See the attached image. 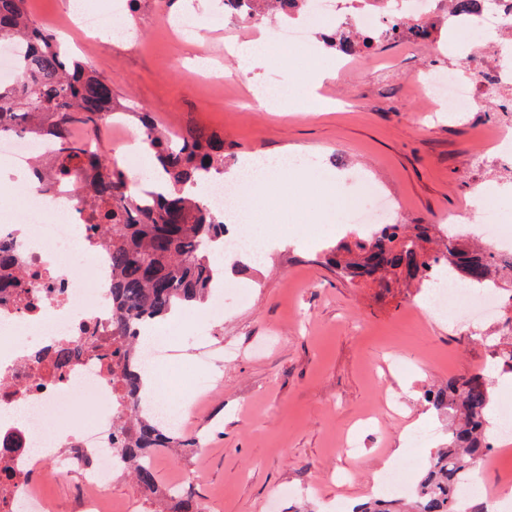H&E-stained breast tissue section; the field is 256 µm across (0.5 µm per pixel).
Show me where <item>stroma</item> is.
I'll return each mask as SVG.
<instances>
[{"label": "stroma", "instance_id": "35a3bbf8", "mask_svg": "<svg viewBox=\"0 0 512 512\" xmlns=\"http://www.w3.org/2000/svg\"><path fill=\"white\" fill-rule=\"evenodd\" d=\"M29 10L111 81L127 109L113 143L133 132L129 112L144 109L171 129L199 124L222 133L234 156L305 155L326 171L321 187L306 172H283L264 222L290 244L249 262L247 274L227 273L224 312L203 326L236 354L193 410L184 408L190 388L176 370L158 369L157 396L180 411L183 442L155 453L159 486L191 483L210 512L346 510L373 495L384 463L399 468L415 457L424 465L447 442V414L424 400L432 386L482 369L495 381L494 413L512 408V388L502 383L512 367L492 355L512 345V280L500 282L497 318L468 326L426 309V290L402 280L355 286L316 259L358 233L348 208L366 179L403 206L406 224H439L452 211L475 209L482 189L500 223L512 225V167L487 150L502 113L490 103L479 112H425L411 84L423 68L458 60L447 47V18L433 21L428 48L395 39L344 71L326 50L307 65L260 70L261 80L295 97L314 71L332 74L315 90L334 100L332 111L268 112L234 78L238 60L224 54L228 22L219 0H174L171 15L199 16L179 45L160 35L158 10L141 11L122 41L68 29L67 0H29ZM175 48L185 72L166 69ZM419 429L431 433L427 447L408 441ZM345 434L356 439V452L341 450ZM492 445L503 453L498 466L479 471V484L512 502V437ZM280 490L285 498L272 502Z\"/></svg>", "mask_w": 512, "mask_h": 512}]
</instances>
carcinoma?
I'll use <instances>...</instances> for the list:
<instances>
[{
  "label": "carcinoma",
  "mask_w": 512,
  "mask_h": 512,
  "mask_svg": "<svg viewBox=\"0 0 512 512\" xmlns=\"http://www.w3.org/2000/svg\"><path fill=\"white\" fill-rule=\"evenodd\" d=\"M27 2L0 0V44L20 41L26 47L14 79L0 82V135L26 133L50 139L55 145L51 169L42 172L38 162L34 171L60 185L81 186L79 201L92 205L91 227L111 246V336L120 343L112 355L124 364L129 399L128 416L117 428L118 443L126 459L124 469L142 491L155 495L159 487L154 453L182 443L175 431L160 426L140 407L144 372L138 367L141 348L131 339L132 330L143 320L158 322L211 296L218 271L210 254L224 247V219L209 209L205 198L185 188L196 186L207 174L223 172L235 158L220 133L195 126L172 136L152 113L136 112V131L164 179L160 191L137 189L121 165L108 164L103 146L91 151L72 134L80 125L98 139L107 114L124 109L112 83L41 27ZM152 4L170 9V0H128V13L133 16ZM300 4L301 0H222L225 18L247 24H260L276 14L290 17L299 12ZM403 34L415 39L422 26L394 18L379 35L333 36L325 47L342 53L369 51L382 40ZM464 236L460 231L448 235L445 250L432 255L426 248L429 226L422 224L411 232L403 224H384L366 238L328 247L324 259L346 279L380 288L393 277L423 288L441 261L473 288L497 287L500 274L512 273V256L473 248ZM19 269L18 256L0 243V280L21 282L14 276ZM78 354L76 345H57L50 358L62 372ZM493 387V378L477 370L466 377L450 376L448 385L425 393L429 404L453 418L448 447L431 454L410 494L409 509H404L403 497L377 496L353 512H465L457 490L469 480L477 459L491 451L486 433Z\"/></svg>",
  "instance_id": "obj_1"
}]
</instances>
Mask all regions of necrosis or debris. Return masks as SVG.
I'll return each instance as SVG.
<instances>
[{
    "mask_svg": "<svg viewBox=\"0 0 512 512\" xmlns=\"http://www.w3.org/2000/svg\"><path fill=\"white\" fill-rule=\"evenodd\" d=\"M445 8V0H309L305 17L280 28L277 42L310 60L319 51L320 28L351 32L364 18L381 25L390 12L400 9L423 25ZM458 25L480 36L482 55L501 57L512 47V0H478L475 12ZM416 84L435 109L469 112L481 107L487 86L511 87L512 69L497 67L486 86L452 69L421 73ZM23 221L22 231L0 224V242L14 246L27 284L21 299L10 289L0 290V462L7 464L10 474L0 512H42L35 476L43 461L51 463L56 476L79 479L84 493L75 512H103L112 496V479L123 467L115 453V431L128 408L121 392V369L101 343L112 324L111 249L89 232L87 211L72 186L31 187L24 199ZM65 242L85 255L89 275L59 269L60 246ZM429 303L438 313L488 315L496 296L476 294L451 281L435 288ZM52 343H87L91 349L58 374L41 359ZM85 397L98 404L91 422L50 430L59 411Z\"/></svg>",
    "mask_w": 512,
    "mask_h": 512,
    "instance_id": "necrosis-or-debris-1",
    "label": "necrosis or debris"
}]
</instances>
